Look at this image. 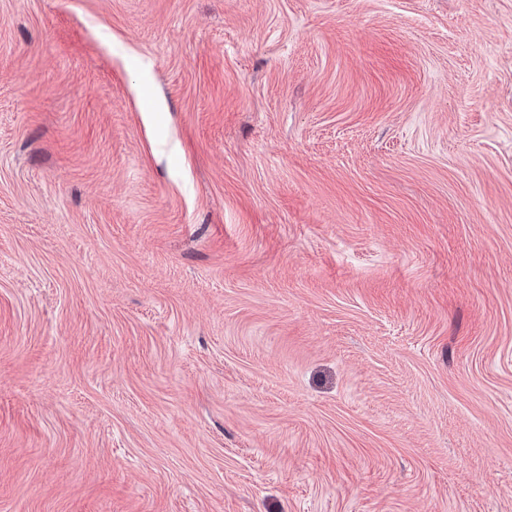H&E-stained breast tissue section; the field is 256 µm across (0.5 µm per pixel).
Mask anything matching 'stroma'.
I'll return each mask as SVG.
<instances>
[{
  "mask_svg": "<svg viewBox=\"0 0 512 512\" xmlns=\"http://www.w3.org/2000/svg\"><path fill=\"white\" fill-rule=\"evenodd\" d=\"M0 512H512V0H0Z\"/></svg>",
  "mask_w": 512,
  "mask_h": 512,
  "instance_id": "stroma-1",
  "label": "stroma"
}]
</instances>
